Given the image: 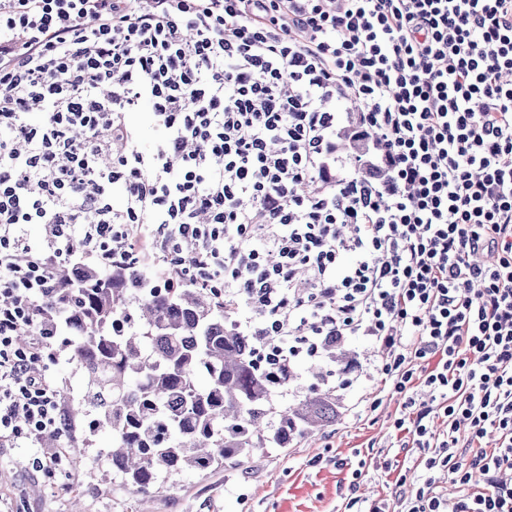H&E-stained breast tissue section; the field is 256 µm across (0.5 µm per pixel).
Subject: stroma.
<instances>
[{"label":"stroma","instance_id":"obj_1","mask_svg":"<svg viewBox=\"0 0 512 512\" xmlns=\"http://www.w3.org/2000/svg\"><path fill=\"white\" fill-rule=\"evenodd\" d=\"M383 386L376 379L348 390L336 405V423L291 447L268 449L233 469L161 475L146 499L131 493L102 455L107 437H88L85 422L78 421L70 436L90 440L88 452L64 448L53 475L32 469L34 449L0 447V501L9 512H343L351 472L359 468V494L390 504L392 477L385 465L412 469L418 457L394 445L399 398L368 409Z\"/></svg>","mask_w":512,"mask_h":512}]
</instances>
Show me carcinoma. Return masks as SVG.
I'll use <instances>...</instances> for the list:
<instances>
[{"instance_id": "1", "label": "carcinoma", "mask_w": 512, "mask_h": 512, "mask_svg": "<svg viewBox=\"0 0 512 512\" xmlns=\"http://www.w3.org/2000/svg\"><path fill=\"white\" fill-rule=\"evenodd\" d=\"M67 322L82 396L58 392L70 422L104 432L125 485L147 495L161 474L233 468L336 422V392L317 384L282 405L210 291L157 288L134 268L61 276L36 321Z\"/></svg>"}]
</instances>
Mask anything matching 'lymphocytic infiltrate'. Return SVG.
I'll list each match as a JSON object with an SVG mask.
<instances>
[{
	"mask_svg": "<svg viewBox=\"0 0 512 512\" xmlns=\"http://www.w3.org/2000/svg\"><path fill=\"white\" fill-rule=\"evenodd\" d=\"M115 266L210 289L289 394L382 378L399 512H512V0H0V447L36 470L61 328L19 332Z\"/></svg>",
	"mask_w": 512,
	"mask_h": 512,
	"instance_id": "1",
	"label": "lymphocytic infiltrate"
}]
</instances>
